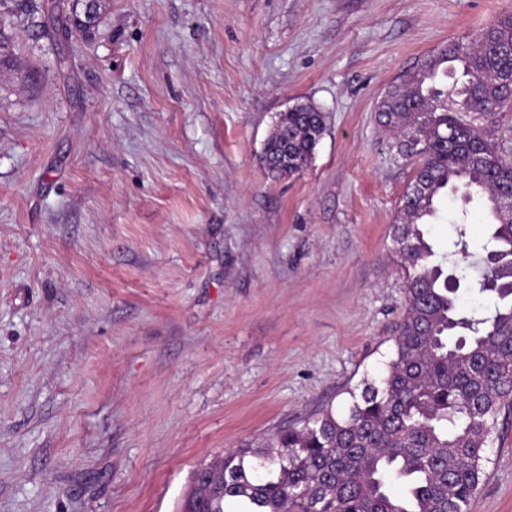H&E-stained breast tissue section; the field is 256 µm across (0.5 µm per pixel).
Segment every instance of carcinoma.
Wrapping results in <instances>:
<instances>
[{"mask_svg":"<svg viewBox=\"0 0 512 512\" xmlns=\"http://www.w3.org/2000/svg\"><path fill=\"white\" fill-rule=\"evenodd\" d=\"M512 13L421 58L390 85L378 119L401 156L420 163L394 225L393 259L404 279L405 313L386 374L351 390L338 414L327 407L197 467L179 512H469L484 476L499 414L512 408V158L498 142L512 106ZM326 130L311 104L282 114L262 163L290 177ZM464 190L493 224L479 293L486 317L459 313L457 289L433 264L423 225L438 201Z\"/></svg>","mask_w":512,"mask_h":512,"instance_id":"cac0c4a2","label":"carcinoma"}]
</instances>
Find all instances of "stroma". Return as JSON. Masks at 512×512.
Listing matches in <instances>:
<instances>
[{"instance_id": "stroma-1", "label": "stroma", "mask_w": 512, "mask_h": 512, "mask_svg": "<svg viewBox=\"0 0 512 512\" xmlns=\"http://www.w3.org/2000/svg\"><path fill=\"white\" fill-rule=\"evenodd\" d=\"M512 0H102L68 66L0 6V512H176L192 471L376 379L405 308L392 223L418 164L377 103ZM326 130L299 173L280 113ZM464 312L477 203L428 227ZM470 512H512V411ZM325 130L323 112L312 104L296 105L276 122L262 163L276 177L294 175L308 164Z\"/></svg>"}]
</instances>
